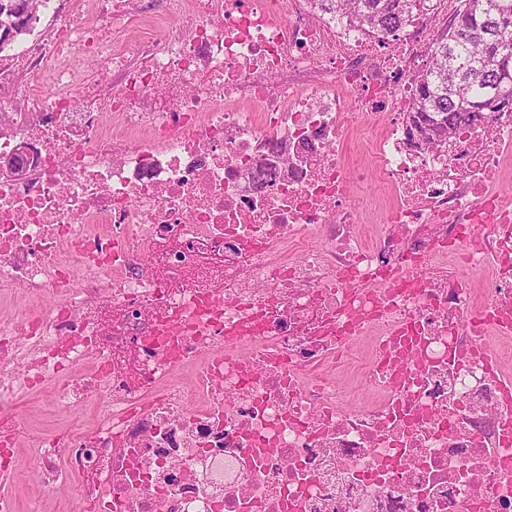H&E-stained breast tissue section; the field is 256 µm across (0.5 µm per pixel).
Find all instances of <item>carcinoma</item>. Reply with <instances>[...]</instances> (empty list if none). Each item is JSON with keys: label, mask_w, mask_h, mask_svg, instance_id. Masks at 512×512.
Listing matches in <instances>:
<instances>
[{"label": "carcinoma", "mask_w": 512, "mask_h": 512, "mask_svg": "<svg viewBox=\"0 0 512 512\" xmlns=\"http://www.w3.org/2000/svg\"><path fill=\"white\" fill-rule=\"evenodd\" d=\"M336 21L359 20L383 36L396 32L415 11L434 0H311ZM489 57L512 69V0H461L460 8L431 48V62L417 80L410 119L425 146L448 142L477 120L475 102L495 93L512 96V83H500Z\"/></svg>", "instance_id": "cac0c4a2"}]
</instances>
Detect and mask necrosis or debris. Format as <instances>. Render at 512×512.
<instances>
[{
  "label": "necrosis or debris",
  "mask_w": 512,
  "mask_h": 512,
  "mask_svg": "<svg viewBox=\"0 0 512 512\" xmlns=\"http://www.w3.org/2000/svg\"><path fill=\"white\" fill-rule=\"evenodd\" d=\"M44 9L0 55V512L23 446L81 512H512V113L407 149L438 23ZM44 390L91 422L21 431Z\"/></svg>",
  "instance_id": "4bbe7bcc"
}]
</instances>
